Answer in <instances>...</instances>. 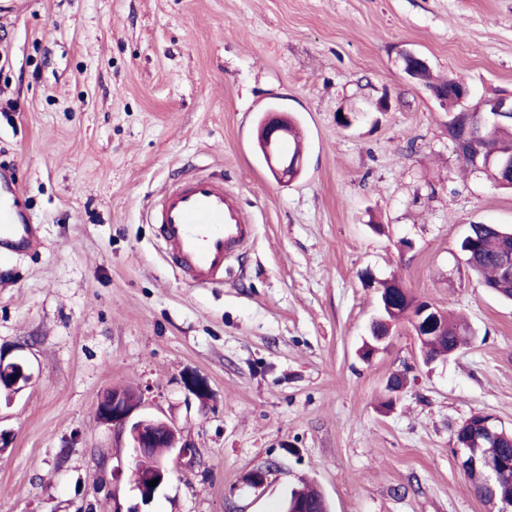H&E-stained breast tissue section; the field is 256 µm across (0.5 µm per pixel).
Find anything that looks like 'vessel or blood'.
Here are the masks:
<instances>
[{"instance_id": "b4317fda", "label": "vessel or blood", "mask_w": 512, "mask_h": 512, "mask_svg": "<svg viewBox=\"0 0 512 512\" xmlns=\"http://www.w3.org/2000/svg\"><path fill=\"white\" fill-rule=\"evenodd\" d=\"M12 172L0 170V261L29 250L37 240L31 216L16 205ZM166 254L193 286L222 280L227 261L248 242L252 225L238 194L223 179L177 176L148 209Z\"/></svg>"}]
</instances>
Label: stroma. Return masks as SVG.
Segmentation results:
<instances>
[{
  "label": "stroma",
  "instance_id": "stroma-1",
  "mask_svg": "<svg viewBox=\"0 0 512 512\" xmlns=\"http://www.w3.org/2000/svg\"><path fill=\"white\" fill-rule=\"evenodd\" d=\"M22 3L0 19V165L39 229L0 263V347L24 344L34 380L0 407V512H277L304 481L330 512H487L455 432L479 412L512 429V302L460 242L512 227V190L465 164L403 55L470 103L512 96V0ZM274 104L305 144L288 182L256 142ZM182 167L223 178L253 225L213 288L170 267L145 217ZM386 280L470 342L424 363L404 319L363 358ZM111 388L192 445L148 505L97 416Z\"/></svg>",
  "mask_w": 512,
  "mask_h": 512
}]
</instances>
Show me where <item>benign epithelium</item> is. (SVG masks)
I'll list each match as a JSON object with an SVG mask.
<instances>
[{
  "label": "benign epithelium",
  "mask_w": 512,
  "mask_h": 512,
  "mask_svg": "<svg viewBox=\"0 0 512 512\" xmlns=\"http://www.w3.org/2000/svg\"><path fill=\"white\" fill-rule=\"evenodd\" d=\"M490 105L491 108L480 110L476 122L469 125V146L472 147L475 165L479 170L493 167L512 168V158L502 159L493 153H485L478 145L488 130L490 112H512V100L507 98L496 99L490 102ZM288 133V122L277 116L267 118L261 126L262 144L269 161L277 163L274 171L281 179L288 177V171H297L301 167L299 155L291 159L275 156V148L282 140L288 138ZM381 305L400 315V318L411 320L418 337L422 339L440 330L441 311L430 303H424L418 311L407 309L402 312L393 305L390 296L386 295L381 297ZM14 350L18 351V354H12ZM14 350L0 349V389H6L9 402L28 388L34 379L29 362L19 355V352L24 350V345L20 344L14 347ZM183 383L199 399L206 398L210 392L207 381L194 373L186 374ZM142 407L143 402L139 395L126 389H110L99 399L97 413L101 422L112 428V431L127 435L130 447L133 448L135 462L138 463L145 458L153 460L151 474L137 486L142 502L147 504L153 499L158 487L169 477L168 456L174 453L179 457L187 455L190 443L182 438L181 431L173 421L145 413L141 411ZM481 417L482 420L478 424L467 429L460 439L456 440V455L460 459L462 469L480 468L505 480L512 474V459L489 460L466 452V449L478 445L480 439L492 437L498 431L499 424L494 415L483 413ZM157 448L165 449L164 454L156 455ZM155 479L158 480L157 486H149V482Z\"/></svg>",
  "instance_id": "obj_1"
}]
</instances>
